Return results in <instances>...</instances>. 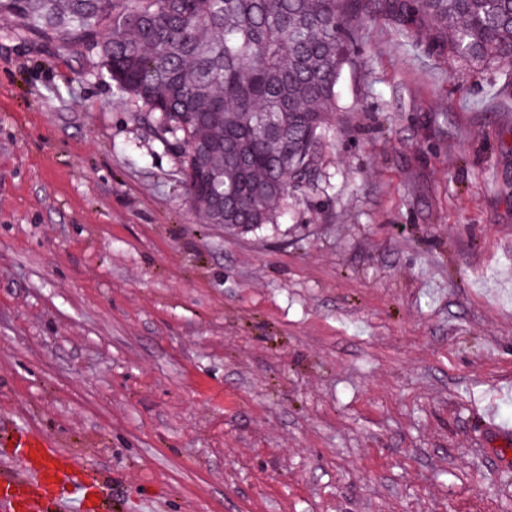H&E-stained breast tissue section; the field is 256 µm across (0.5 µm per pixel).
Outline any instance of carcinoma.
<instances>
[{
	"label": "carcinoma",
	"mask_w": 512,
	"mask_h": 512,
	"mask_svg": "<svg viewBox=\"0 0 512 512\" xmlns=\"http://www.w3.org/2000/svg\"><path fill=\"white\" fill-rule=\"evenodd\" d=\"M0 11L21 36L96 56L180 152L192 201L239 232L318 180L336 87L357 55L353 21L386 14L430 56L512 57V0H0ZM204 145L212 188L191 154Z\"/></svg>",
	"instance_id": "cac0c4a2"
}]
</instances>
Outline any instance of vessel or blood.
<instances>
[{"instance_id": "vessel-or-blood-1", "label": "vessel or blood", "mask_w": 512, "mask_h": 512, "mask_svg": "<svg viewBox=\"0 0 512 512\" xmlns=\"http://www.w3.org/2000/svg\"><path fill=\"white\" fill-rule=\"evenodd\" d=\"M8 444L13 462L0 467V512H90L111 503L101 473L78 467L43 434L16 425Z\"/></svg>"}]
</instances>
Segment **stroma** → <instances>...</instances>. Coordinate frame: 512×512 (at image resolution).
I'll use <instances>...</instances> for the list:
<instances>
[{"instance_id":"stroma-1","label":"stroma","mask_w":512,"mask_h":512,"mask_svg":"<svg viewBox=\"0 0 512 512\" xmlns=\"http://www.w3.org/2000/svg\"><path fill=\"white\" fill-rule=\"evenodd\" d=\"M356 26L320 181L240 234L0 13V420L112 512H512V61Z\"/></svg>"}]
</instances>
